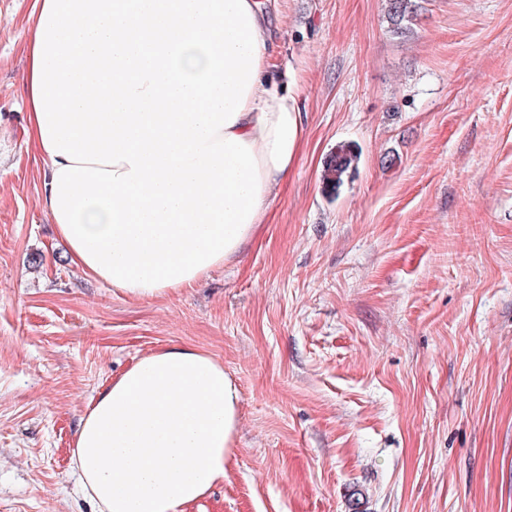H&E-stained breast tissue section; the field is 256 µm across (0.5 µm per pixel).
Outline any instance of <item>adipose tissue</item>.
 Here are the masks:
<instances>
[{
  "instance_id": "obj_1",
  "label": "adipose tissue",
  "mask_w": 512,
  "mask_h": 512,
  "mask_svg": "<svg viewBox=\"0 0 512 512\" xmlns=\"http://www.w3.org/2000/svg\"><path fill=\"white\" fill-rule=\"evenodd\" d=\"M28 135L72 263L125 295L238 255L288 175L301 105L267 0H33ZM240 394L208 353L141 357L92 398L72 469L94 512H186L224 480Z\"/></svg>"
}]
</instances>
